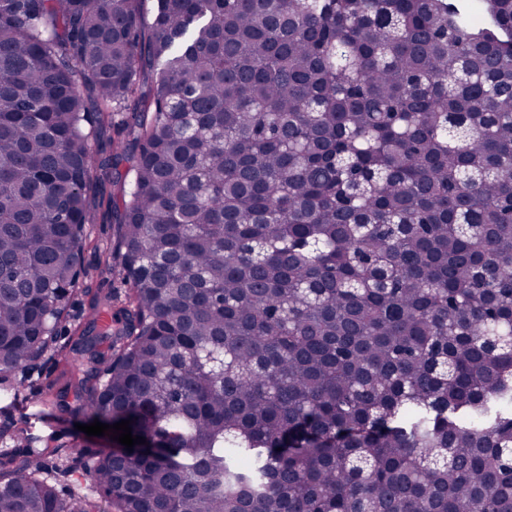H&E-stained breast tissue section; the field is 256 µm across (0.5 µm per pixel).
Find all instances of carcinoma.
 <instances>
[{
  "mask_svg": "<svg viewBox=\"0 0 512 512\" xmlns=\"http://www.w3.org/2000/svg\"><path fill=\"white\" fill-rule=\"evenodd\" d=\"M147 2L0 0V392L146 439L0 512H512V0ZM112 262V224L102 223L101 216L95 224L86 226V246L84 251V267L93 276L94 287L124 289L118 277L105 271V263ZM69 314L70 318L67 317L62 322V327L66 326L73 330L79 322L84 321V318L89 320L91 312L88 309V298L80 292L75 294L70 300ZM76 373V369L67 364L63 359L57 358L52 352H47L44 357L36 361V366L17 379L25 377L24 384L19 388L20 401L39 397L38 390L50 388L51 392L64 388L67 382Z\"/></svg>",
  "mask_w": 512,
  "mask_h": 512,
  "instance_id": "obj_1",
  "label": "carcinoma"
}]
</instances>
